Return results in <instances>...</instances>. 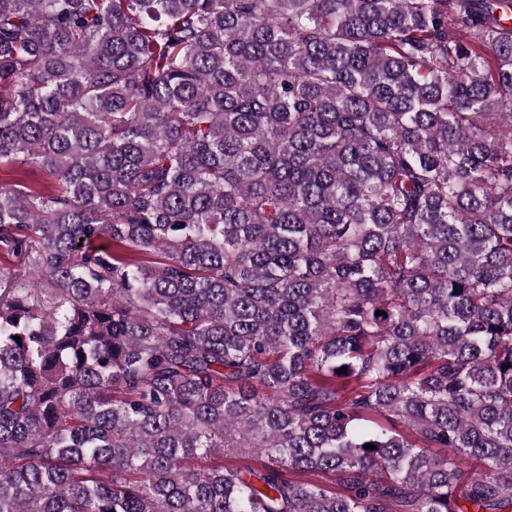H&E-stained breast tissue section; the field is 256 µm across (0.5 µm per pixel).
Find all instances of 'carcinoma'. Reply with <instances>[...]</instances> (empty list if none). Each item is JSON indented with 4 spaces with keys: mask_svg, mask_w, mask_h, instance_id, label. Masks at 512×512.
Returning <instances> with one entry per match:
<instances>
[{
    "mask_svg": "<svg viewBox=\"0 0 512 512\" xmlns=\"http://www.w3.org/2000/svg\"><path fill=\"white\" fill-rule=\"evenodd\" d=\"M511 20L0 0V512H512ZM17 167L18 166H15L16 172H17V173H15L16 175H12L13 174L12 169L2 167L0 169V183L1 182L2 183L12 182V181H14L16 176L19 174V175H23L24 182L27 185H30L34 189L43 190V189L50 188L51 184H50L49 180L47 179V177L42 172L37 171V170H34V171L27 170L25 172V174H22L23 171L19 170Z\"/></svg>",
    "mask_w": 512,
    "mask_h": 512,
    "instance_id": "carcinoma-1",
    "label": "carcinoma"
}]
</instances>
